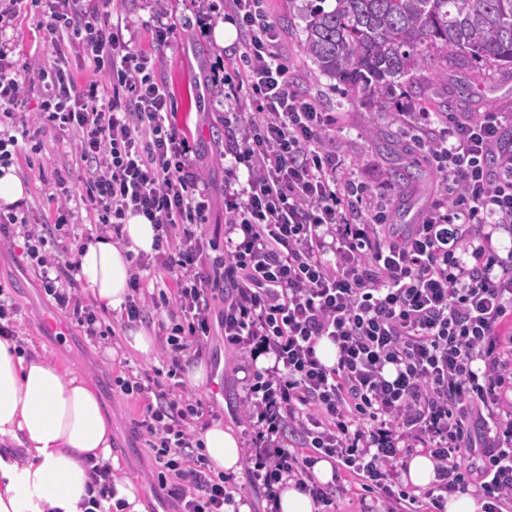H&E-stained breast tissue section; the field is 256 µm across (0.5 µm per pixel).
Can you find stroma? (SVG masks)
I'll use <instances>...</instances> for the list:
<instances>
[{
    "label": "stroma",
    "mask_w": 512,
    "mask_h": 512,
    "mask_svg": "<svg viewBox=\"0 0 512 512\" xmlns=\"http://www.w3.org/2000/svg\"><path fill=\"white\" fill-rule=\"evenodd\" d=\"M332 8L334 0H266L267 12L280 25L277 51L286 61L297 89L306 94L321 111L336 115V126L330 138L336 146L340 171L363 187L359 209L376 204L396 203L398 192L391 174L389 151L380 137L388 132L404 139L416 129L406 113V98L394 93L375 108L348 97L342 85L323 76L316 65L306 59L301 48L305 38L304 16L315 6ZM118 9L125 16L136 48L151 55L157 71L164 79L175 105L176 122L183 128L193 149L192 158L201 172L210 205L205 221L196 233L212 237L215 228L224 224V169L230 164L222 155L224 148V115L242 110V103L230 97L222 78L231 74L239 57V41L227 45L216 43V26L229 22L223 0H119ZM40 17L28 0H20L11 28L6 31L13 47V57L25 62L45 59L50 47ZM174 26L176 34L168 45L158 46V28ZM19 152L12 159L16 171L28 188L27 203L34 214L54 222L56 205L49 198V188L57 171L70 168L69 185L74 194L84 192L83 171L74 165L76 146L69 136L47 138L42 153L32 151V144L19 140ZM0 287L13 298L19 308L16 330L20 341L29 342L57 362L87 371L95 385L105 411L112 418V470L133 479L140 487L146 512H162L166 492L157 481L158 466L152 450L137 429L143 418L145 401L123 394L114 384L116 377L151 375L161 363L157 355L141 356L128 351L122 336L124 323L112 311H99L104 336L90 341L83 336L75 321L56 308L45 294L30 259L21 247H0ZM64 323L65 335L59 336L44 325L46 318ZM211 369L207 385L196 387L184 372L175 381L185 393L201 401L217 420L244 436L246 427L240 420V374L238 355L225 346L221 329H214L207 349L199 359ZM183 357L184 367L199 361Z\"/></svg>",
    "instance_id": "stroma-1"
}]
</instances>
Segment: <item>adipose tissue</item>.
<instances>
[{
  "mask_svg": "<svg viewBox=\"0 0 512 512\" xmlns=\"http://www.w3.org/2000/svg\"><path fill=\"white\" fill-rule=\"evenodd\" d=\"M123 230L125 243L100 237L78 254L87 292L109 310L129 292L131 255L154 246L144 216H129ZM198 437L214 470L241 469L244 450L232 428L214 421ZM92 458L111 462L112 420L88 375L0 338V512H84Z\"/></svg>",
  "mask_w": 512,
  "mask_h": 512,
  "instance_id": "1",
  "label": "adipose tissue"
}]
</instances>
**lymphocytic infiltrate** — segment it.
Listing matches in <instances>:
<instances>
[{"label":"lymphocytic infiltrate","instance_id":"1","mask_svg":"<svg viewBox=\"0 0 512 512\" xmlns=\"http://www.w3.org/2000/svg\"><path fill=\"white\" fill-rule=\"evenodd\" d=\"M32 4L43 9L53 60L16 65L0 40V123L21 126L17 137L0 132V163L19 138L52 124L77 140L95 230L121 234L132 214L153 224L152 264L174 284L171 313L181 319L160 337V361L176 376L182 353L202 354L220 323L242 361L248 477L268 512H279L287 480L336 512L347 488L315 478L322 458L375 492L380 512H446L449 495L468 491L484 512H512V250L503 256L493 244L494 233L512 234V156L489 161L512 113L439 117L426 147L441 194L400 232L385 209L354 207L358 189L339 177L327 143L336 118L295 88L262 0H226L243 33L237 87L251 109L224 122L233 158L224 238L206 241L191 230L209 207L192 148L149 58L111 22L112 0L84 12L74 0ZM70 45L111 85V100L99 101L97 82L75 84ZM32 74L40 109L21 122ZM47 231L29 216L0 214V244L23 236L45 293L97 339L98 318L77 291L78 261L39 252ZM222 289L215 322L211 301ZM323 338L337 349L334 365L316 355ZM116 384L147 398L139 427L159 483L172 485L173 512L235 505L192 430L201 401L137 377ZM418 453L434 461L435 479L415 495L402 474Z\"/></svg>","mask_w":512,"mask_h":512}]
</instances>
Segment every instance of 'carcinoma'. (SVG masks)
Here are the masks:
<instances>
[{"mask_svg": "<svg viewBox=\"0 0 512 512\" xmlns=\"http://www.w3.org/2000/svg\"><path fill=\"white\" fill-rule=\"evenodd\" d=\"M306 15L302 49L352 99L375 102L393 87L414 106L465 103L489 71L512 76V0H335ZM473 80L448 85V66ZM400 185L420 190L426 171L405 144L383 135Z\"/></svg>", "mask_w": 512, "mask_h": 512, "instance_id": "1", "label": "carcinoma"}]
</instances>
